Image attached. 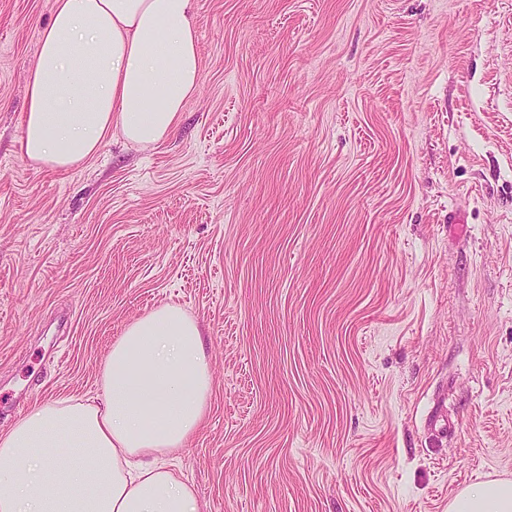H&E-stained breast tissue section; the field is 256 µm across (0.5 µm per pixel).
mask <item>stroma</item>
<instances>
[{"label": "stroma", "mask_w": 512, "mask_h": 512, "mask_svg": "<svg viewBox=\"0 0 512 512\" xmlns=\"http://www.w3.org/2000/svg\"><path fill=\"white\" fill-rule=\"evenodd\" d=\"M54 3L0 0V429L98 395L175 303L213 380L168 455L198 512H448L512 478V0H196L174 132L65 172L19 151Z\"/></svg>", "instance_id": "stroma-1"}]
</instances>
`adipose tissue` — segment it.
Segmentation results:
<instances>
[{
    "instance_id": "obj_1",
    "label": "adipose tissue",
    "mask_w": 512,
    "mask_h": 512,
    "mask_svg": "<svg viewBox=\"0 0 512 512\" xmlns=\"http://www.w3.org/2000/svg\"><path fill=\"white\" fill-rule=\"evenodd\" d=\"M200 77L194 0H56L19 151L66 171L116 133L158 146ZM101 380L95 398L37 405L0 432V512H196L193 485L164 458L198 431L212 393L197 321L176 304L133 321ZM448 512H512V479L462 488Z\"/></svg>"
}]
</instances>
